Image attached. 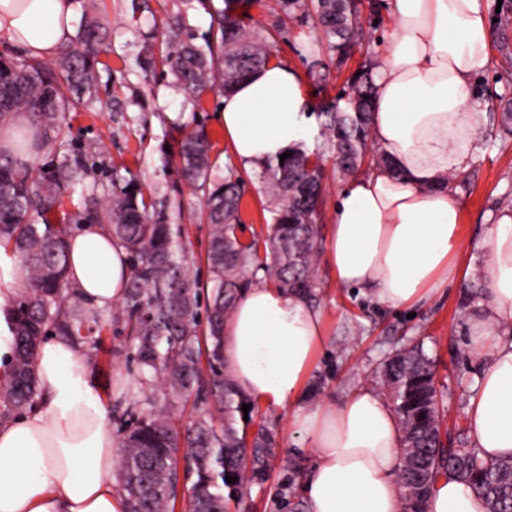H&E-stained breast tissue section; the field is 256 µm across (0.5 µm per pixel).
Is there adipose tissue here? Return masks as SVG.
I'll return each instance as SVG.
<instances>
[{
    "mask_svg": "<svg viewBox=\"0 0 512 512\" xmlns=\"http://www.w3.org/2000/svg\"><path fill=\"white\" fill-rule=\"evenodd\" d=\"M79 0H0V45L39 60L69 43ZM394 30L375 75L372 136L396 171L374 168L336 194L322 249L340 287L392 308L431 302L465 277L461 202L443 185L480 150L488 110L475 84L490 63L483 0H388ZM301 75L278 61L242 80L216 118L235 162L252 171L310 141ZM69 282L92 307L125 294V249L103 224L68 240ZM488 256L484 310L469 344L484 360L467 429L486 460L512 457V208L478 245ZM327 344L323 314L278 289L243 292L224 322V364L238 388L288 412L314 463L307 512H401V426L393 405L361 385L340 400L305 405ZM39 406L0 423V512H125L114 487L118 444L83 347L49 334L34 356ZM426 512H487L463 479L439 478Z\"/></svg>",
    "mask_w": 512,
    "mask_h": 512,
    "instance_id": "obj_1",
    "label": "adipose tissue"
}]
</instances>
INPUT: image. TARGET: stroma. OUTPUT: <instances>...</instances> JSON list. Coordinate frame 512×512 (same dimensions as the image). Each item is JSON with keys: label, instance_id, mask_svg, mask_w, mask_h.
<instances>
[{"label": "stroma", "instance_id": "obj_1", "mask_svg": "<svg viewBox=\"0 0 512 512\" xmlns=\"http://www.w3.org/2000/svg\"><path fill=\"white\" fill-rule=\"evenodd\" d=\"M146 4L144 12L135 14L130 0H81V14L97 16L107 29L98 93L90 105L69 114L61 141L36 161L42 167L67 155L85 153L87 170L73 195L65 198V211L76 213L86 205L103 204L112 193V170L116 167L129 168L149 185L175 182L172 171L162 168L159 146L182 132L205 128L220 168L234 164L224 130L215 119L221 94H210L202 108H195L176 89L168 68L147 73L137 65L145 44L160 47L168 19L180 17L184 29L200 35L209 28V14L198 0H146ZM485 5L491 65L476 88L480 101L497 114L512 104V58L503 57L497 49L501 40L512 42V28L501 29L495 18L501 12L512 15V0H485ZM244 24L249 29L275 28L273 59L301 72L314 105L321 97L333 98L344 90L348 70L365 61L379 62L381 41L392 30L386 11L366 17L348 69L340 72L312 19L301 12L282 16L279 0H255ZM480 141L481 150L468 169L449 181L463 207V238L473 246L485 236L497 213L512 207V127L488 122ZM176 184L189 247L195 256H203L207 226L200 221L202 203L190 185ZM315 278L319 285L317 304L325 314L329 344L310 378L307 404L328 397L338 399L355 386L371 384L373 372L384 357L396 348L419 342L436 360L449 430L466 429L468 398L481 365L480 357L467 344L468 326L471 319L481 315L482 299L471 298L469 289L453 285L410 315L337 286L325 264L317 265ZM99 337L98 371L93 380L111 403L123 393L124 382L134 380L135 365L123 354V340L114 336L111 327L101 328ZM259 415L276 426L279 446L265 482L251 490L249 512H280L281 486L290 479L302 480L312 466L313 454L293 444L287 411L263 406Z\"/></svg>", "mask_w": 512, "mask_h": 512}]
</instances>
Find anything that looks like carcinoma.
<instances>
[{"label": "carcinoma", "instance_id": "cac0c4a2", "mask_svg": "<svg viewBox=\"0 0 512 512\" xmlns=\"http://www.w3.org/2000/svg\"><path fill=\"white\" fill-rule=\"evenodd\" d=\"M312 18L336 58L337 68L354 53L363 27L360 0H310ZM211 15L197 43L194 33L168 26L166 53L147 51L145 71L161 64L194 106L218 90L226 94L270 61L271 44L262 32L245 28L247 0H199ZM107 31L92 20L54 65L0 55V128L19 116L35 134L20 146L0 149V246L19 261L21 288L4 309L14 336L12 376L0 383V419L41 402L32 361L49 332L97 347L95 329L108 322L130 346L138 374L135 387L116 403L115 437L122 457L119 491L126 512H175L179 460L186 463V512H231L245 506L252 486L263 482L278 447V433L255 423V401L236 385L224 366V321L237 298L258 281L312 302L315 263L322 250L317 227L323 202V155L335 156L336 170L355 176L362 163L392 168L394 162L371 136L375 73L363 65L346 81L347 92L320 102L314 148L305 145L280 163L252 173L268 199L270 224L261 236L244 240L239 215L243 178L219 174L218 158L200 128L176 143L160 146L164 167L202 194L201 218L208 224L201 281L196 260L179 222L181 205L151 188L131 171L112 170V194L101 208L56 220L62 197L80 179L79 158L34 172L33 164L58 140L68 114L97 95V65ZM104 224L127 251L130 275L116 307H90L70 287L67 240L70 222ZM375 381L392 402L402 427L399 481L408 512H425L438 478L453 473L485 499L488 512H512V457L486 461L464 434L448 447L445 408L435 364L415 345L384 359ZM193 401L194 415L180 429L169 408ZM250 406L243 413L242 405ZM236 481L226 482V477Z\"/></svg>", "mask_w": 512, "mask_h": 512}]
</instances>
